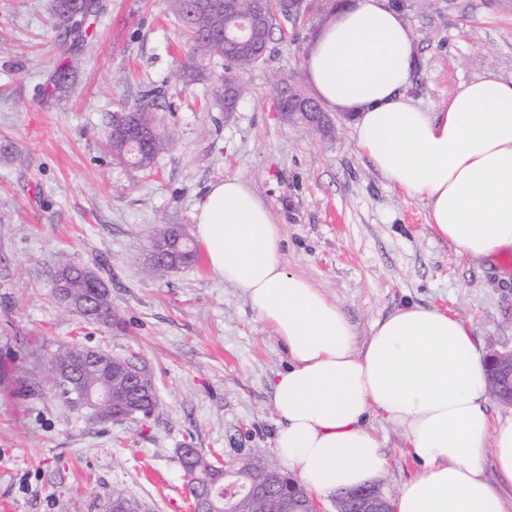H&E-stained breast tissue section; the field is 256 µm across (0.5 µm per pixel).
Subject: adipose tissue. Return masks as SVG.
<instances>
[{"label": "adipose tissue", "mask_w": 512, "mask_h": 512, "mask_svg": "<svg viewBox=\"0 0 512 512\" xmlns=\"http://www.w3.org/2000/svg\"><path fill=\"white\" fill-rule=\"evenodd\" d=\"M316 96L354 120L357 145L388 185L424 202L435 236L488 267L512 254V80L460 83L447 108L408 95L411 33L388 0H340L305 58ZM194 221L210 270L240 288L290 364L272 383L275 454L328 495L374 484L387 457L370 417L406 427L422 472L398 512H506L482 476L483 448L512 482V419L488 413L484 353L470 328L405 303L357 343L347 317L285 267L269 210L236 177L210 186Z\"/></svg>", "instance_id": "ef3b65f1"}]
</instances>
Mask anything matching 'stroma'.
Masks as SVG:
<instances>
[{"label":"stroma","mask_w":512,"mask_h":512,"mask_svg":"<svg viewBox=\"0 0 512 512\" xmlns=\"http://www.w3.org/2000/svg\"><path fill=\"white\" fill-rule=\"evenodd\" d=\"M416 51L408 93L446 107L459 83L512 80V0H390ZM94 34L74 57L68 91L42 88L59 58L53 0H0V364L31 391H0V512H104L113 491L140 512H192L179 461L197 448L231 462L272 454L279 415L271 384L288 354L241 289L205 255L153 275L156 225L195 235L210 184L243 180L281 230L286 268L348 317L358 340L410 302L468 320L482 349L512 347V255L486 268L433 235L422 201L391 189L360 152L351 118L329 136L278 110L283 80L307 85L305 56L325 19L275 18L263 60L238 71L246 90L225 111L214 90L225 62L186 82L191 54L171 0H99ZM153 108L167 149L147 169L113 159L112 115ZM94 270L112 294V322L85 320L56 298L58 256ZM80 344L130 360L155 385L147 418L100 422L67 405L47 357ZM388 458L380 484L397 501L421 466L403 428L372 420Z\"/></svg>","instance_id":"obj_1"}]
</instances>
